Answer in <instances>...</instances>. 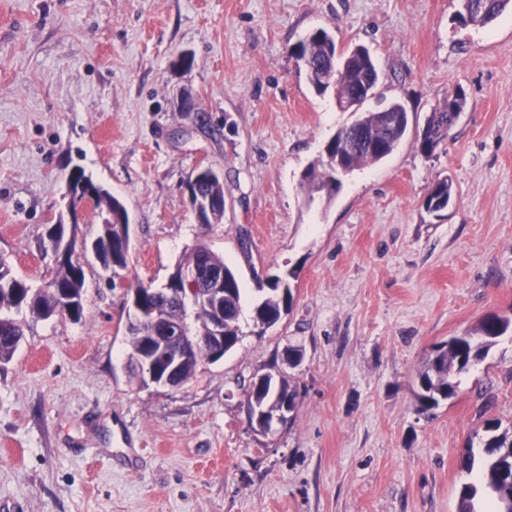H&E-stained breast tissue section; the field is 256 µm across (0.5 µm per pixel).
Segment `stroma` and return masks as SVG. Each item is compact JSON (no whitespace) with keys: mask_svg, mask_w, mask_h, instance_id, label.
<instances>
[{"mask_svg":"<svg viewBox=\"0 0 512 512\" xmlns=\"http://www.w3.org/2000/svg\"><path fill=\"white\" fill-rule=\"evenodd\" d=\"M459 0H0V255L50 280L49 225L92 241L103 218L65 208L74 167L119 197L133 248L119 287L91 253L80 322L27 321L0 364V512H457L464 448L512 424V337L424 414L433 347L512 315V11L462 24ZM368 48L405 138L307 203L303 171L353 112L318 95L291 53L311 32ZM191 65H175L181 55ZM467 105L432 156L425 121ZM224 176V221L197 224L187 180ZM454 188L428 212L433 182ZM239 273V342L178 388L128 368V288L163 287L196 242ZM292 291L268 329L261 289ZM301 360L289 366L288 348ZM279 370L300 393L262 436L245 391Z\"/></svg>","mask_w":512,"mask_h":512,"instance_id":"35a3bbf8","label":"stroma"}]
</instances>
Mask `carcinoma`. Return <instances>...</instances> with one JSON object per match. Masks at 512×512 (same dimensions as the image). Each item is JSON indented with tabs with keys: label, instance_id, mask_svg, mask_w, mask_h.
I'll list each match as a JSON object with an SVG mask.
<instances>
[{
	"label": "carcinoma",
	"instance_id": "1",
	"mask_svg": "<svg viewBox=\"0 0 512 512\" xmlns=\"http://www.w3.org/2000/svg\"><path fill=\"white\" fill-rule=\"evenodd\" d=\"M460 21L464 24L486 25L507 10L512 11V0H460ZM296 56L309 57L315 67L308 80L319 95L334 93L342 108L350 107L358 89L365 85L376 88L379 72L371 56H336L335 37L324 28H319L308 38L293 47ZM466 106V96L460 89L448 94L439 107L426 120V132L430 140L420 143L424 155L432 154L433 144L448 139ZM408 129V112L394 102L379 112H366L348 126L340 129L336 136H344L341 151H331V162L335 171H352L376 163L389 156L399 145ZM333 178L324 162L311 164L302 177V184L312 186ZM68 191L73 194L89 195L94 208L104 214L101 230L95 239L97 258L104 260V269L113 272L128 268L129 256L117 244V233L107 224L108 216H117L125 210L121 201L102 187L94 184L85 171L76 166L67 177ZM197 193L211 201L213 208L224 204L222 181H201L196 185ZM453 196V187L448 179H439L428 193L427 211L441 212L448 208ZM184 264L197 268H223L232 271L224 257L208 250L201 255L192 249ZM51 280L56 289L49 288L32 295V287L20 278L11 263L0 258V364L9 363L18 350V337L24 335L21 321L8 315L14 310L24 311L35 319H44L62 304V297L70 298L69 318L78 322L84 316L86 298V275L81 264L72 260H61L52 268ZM273 294L263 298L256 306V318L261 325L269 328L275 325L282 313L289 311L292 298L290 288L283 290L272 286ZM241 308L240 281L233 278L224 289V299L193 319V334L208 335L209 323L220 318L224 320V351L233 349L239 341L237 326ZM512 336V317L506 315H485L477 326L460 336L434 346L422 370L417 373L415 392L419 409L423 413L437 409L443 402L454 398L459 389L460 377L467 373L473 363L484 361L489 350L503 336ZM164 338L161 328L140 329L129 325L128 359L133 365L136 377L143 378L147 360L159 347ZM212 360L210 343L204 340L197 349L179 364L173 380L186 384L195 374L200 360ZM247 400L262 410H286L288 421H293L300 404L297 388L283 376L271 379L259 376L247 390ZM461 467L467 471L478 468V477L462 486L459 494L458 512H480L476 503L493 499L495 507L491 512H512V426L502 427L501 421L491 418L483 425L479 451L468 448L461 459Z\"/></svg>",
	"mask_w": 512,
	"mask_h": 512
}]
</instances>
